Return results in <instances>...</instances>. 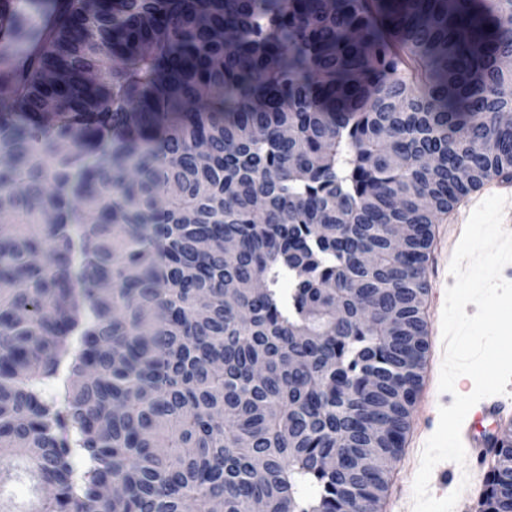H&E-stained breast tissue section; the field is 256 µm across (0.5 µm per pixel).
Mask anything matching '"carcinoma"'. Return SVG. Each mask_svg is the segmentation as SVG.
<instances>
[{
    "mask_svg": "<svg viewBox=\"0 0 512 512\" xmlns=\"http://www.w3.org/2000/svg\"><path fill=\"white\" fill-rule=\"evenodd\" d=\"M38 2L0 31V512H377L432 225L512 176V0Z\"/></svg>",
    "mask_w": 512,
    "mask_h": 512,
    "instance_id": "cac0c4a2",
    "label": "carcinoma"
}]
</instances>
